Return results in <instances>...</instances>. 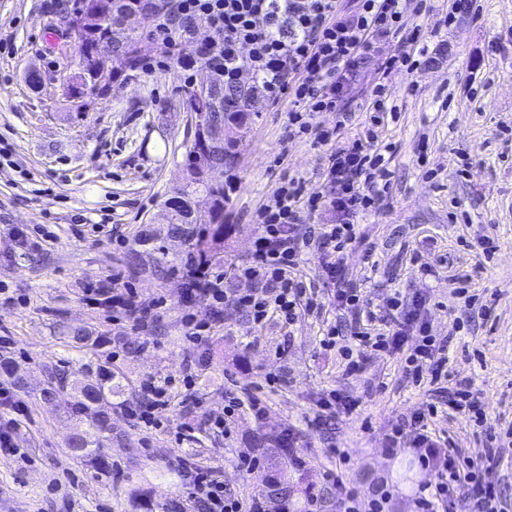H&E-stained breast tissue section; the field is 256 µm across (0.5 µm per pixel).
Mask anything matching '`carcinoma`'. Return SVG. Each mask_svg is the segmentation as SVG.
<instances>
[{"instance_id":"carcinoma-1","label":"carcinoma","mask_w":512,"mask_h":512,"mask_svg":"<svg viewBox=\"0 0 512 512\" xmlns=\"http://www.w3.org/2000/svg\"><path fill=\"white\" fill-rule=\"evenodd\" d=\"M175 6V0H74V7L66 16V23L75 34L82 64L75 75L77 85L103 90L97 47L110 40L112 26L124 14L142 9L157 16L173 10ZM144 42L143 33L130 30L122 42L110 45L109 50L113 54L126 56L129 69L136 72L142 69L145 60ZM198 70L206 76L214 93L202 105L196 103V94L190 95L187 108L195 114V128L202 127L203 121L207 120L226 123L237 130H247L252 121L249 106L255 98V86H239L235 93L236 106L231 108L226 102L224 80L214 74L208 60H202ZM222 151L224 168L218 170L213 178L207 179L204 177L202 161L197 156L198 144L192 143L183 160L184 180L175 189L173 198L168 200L172 232L193 246L194 257L204 263L212 258L213 244L224 234V173L236 164V156L230 152V147H224ZM203 189L208 190L212 207L208 213L199 214L193 209V197ZM138 244L151 246L157 272L163 273L169 262L164 247L153 244L151 235L143 232L138 235ZM78 391L79 412L93 415L91 426L97 432L109 430V415L102 410V402L106 395L112 393V386L100 380L88 381L82 383ZM97 443L98 439L93 434L79 435L81 456L94 462L100 461L99 450L94 448ZM255 447L261 450L269 468L275 472V477L267 482V492L261 507L267 509V512H299L295 505L299 500L307 498V484L288 473V465L283 461L288 456V435L281 430L265 431L257 436Z\"/></svg>"}]
</instances>
